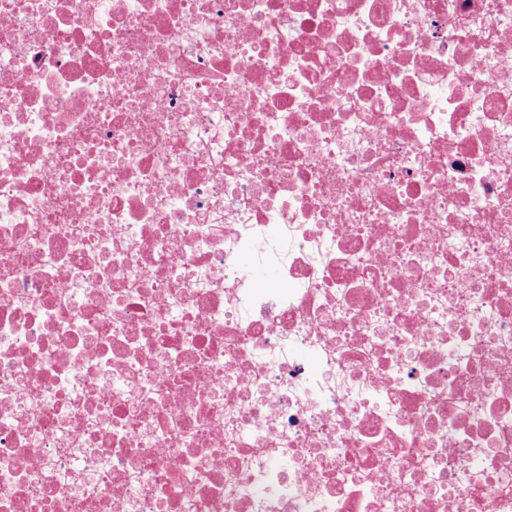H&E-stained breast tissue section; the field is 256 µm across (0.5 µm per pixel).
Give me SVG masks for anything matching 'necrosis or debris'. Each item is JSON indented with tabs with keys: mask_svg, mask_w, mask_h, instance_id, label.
Listing matches in <instances>:
<instances>
[{
	"mask_svg": "<svg viewBox=\"0 0 512 512\" xmlns=\"http://www.w3.org/2000/svg\"><path fill=\"white\" fill-rule=\"evenodd\" d=\"M0 512H512V0H0Z\"/></svg>",
	"mask_w": 512,
	"mask_h": 512,
	"instance_id": "1",
	"label": "necrosis or debris"
}]
</instances>
